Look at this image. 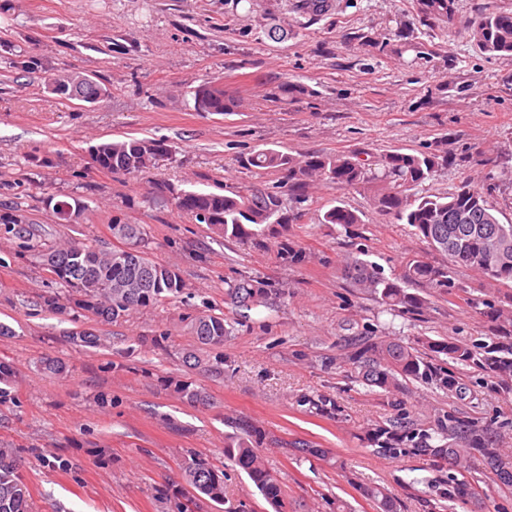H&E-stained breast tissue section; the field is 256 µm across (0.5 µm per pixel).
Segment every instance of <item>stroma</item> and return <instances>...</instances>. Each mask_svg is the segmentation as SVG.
<instances>
[{
  "label": "stroma",
  "instance_id": "obj_1",
  "mask_svg": "<svg viewBox=\"0 0 512 512\" xmlns=\"http://www.w3.org/2000/svg\"><path fill=\"white\" fill-rule=\"evenodd\" d=\"M323 17L293 12L289 0H0V218L32 225L24 247L0 221V360L12 368L0 398V446L15 449L33 512H220L193 492L183 472L196 458L224 472V497L243 512H272L246 473L224 455V420L244 417L274 435L259 451L279 480L287 512H380L379 488L394 512H512V488L481 476L476 503L444 498L447 466L431 455L387 456L366 433L403 411L429 432L450 409L512 421V396L480 386L465 398L423 381L396 395L347 373L343 358L358 342L390 336L486 335L469 295L494 299L480 276L459 274L463 291L419 316L387 310L341 275L361 248L385 273L427 245L411 227L375 208L380 178L346 189L312 183L288 236L306 254L282 260L276 247L224 241L216 229L176 210L158 182L179 190L249 193L280 183L252 167L258 150L292 155L423 152L443 145L454 164L427 180V194L461 185L485 193L498 220L512 223V56L480 52L467 28L478 15L512 0H455L447 28L419 21L413 0H337ZM288 26L270 38L271 23ZM87 76L109 97L78 105L52 93L54 75ZM306 95L272 102L284 82ZM210 82L237 103L227 114L198 111L193 90ZM150 137L173 152L138 177L90 164L91 146ZM355 211L358 235L316 221L335 200ZM76 218L55 207L74 201ZM139 224L155 261L179 270V298L131 311L112 323L73 309H44L55 292L44 265L49 251L73 242L111 249V224ZM255 276L272 295L235 320L226 281ZM233 318L222 348L198 349L190 333L201 311ZM93 331L97 347L73 343ZM198 350L200 367L182 362ZM62 359L67 373L43 375L40 360ZM220 369H212L215 358ZM193 381L211 404L188 402L175 384ZM336 404L324 414L306 397ZM306 439L318 456L298 455L288 441Z\"/></svg>",
  "mask_w": 512,
  "mask_h": 512
}]
</instances>
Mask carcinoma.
<instances>
[{
  "instance_id": "obj_1",
  "label": "carcinoma",
  "mask_w": 512,
  "mask_h": 512,
  "mask_svg": "<svg viewBox=\"0 0 512 512\" xmlns=\"http://www.w3.org/2000/svg\"><path fill=\"white\" fill-rule=\"evenodd\" d=\"M416 11L428 27L448 20V0H414ZM332 7L329 0H294L293 8L305 15L318 16ZM469 37L483 53L512 56V13L483 14L470 28ZM308 92L300 83L285 82L274 94L275 101L299 97ZM195 103L202 112H233L237 102L226 97L224 88L201 84L194 89ZM172 152L162 140L131 138L103 142L90 150L92 164L112 173L139 176L159 158ZM249 164L259 171L281 174V184L290 188L294 199L302 200L310 182L319 180L337 188L355 187L369 178L365 163L355 154H305L294 156L275 149L253 154ZM384 186L374 198L375 208L413 228L414 234L439 256L432 260L414 254L399 273L386 276L379 265L352 257L344 272L364 293L399 313L422 312L429 298H443L463 289L458 271H478L488 284L504 290L500 306L488 307L483 316L488 323L487 340L466 342L455 337L421 339L415 347L400 339L379 336L345 356L354 378L385 394H394L407 380H421L463 397L465 378L475 371L478 383L503 394L512 393V224H502L488 205L484 193L464 185L442 196L415 192L436 172L448 166V152H390L380 160ZM160 191L171 196L178 211L191 214L202 224L214 226L224 240L241 244L276 243L278 253L291 264L304 261L302 248L288 239V226L296 221L283 209L279 192L257 189L247 194L177 191L163 183ZM470 217L467 224H455L451 216ZM321 224H336L351 233L361 224L360 216L338 202L319 215ZM145 232L139 224H112V237L122 246L110 251L91 243L74 242L47 254L54 260L51 274L59 288L83 296L78 308L90 311L101 322H112L130 311L159 301L176 298L186 288L178 270L163 265L146 251ZM428 289V296L410 291ZM271 289L262 280L242 276L228 284L225 297L237 310H250L267 304ZM228 318L203 313L192 320L191 334L197 343L221 347L229 333ZM180 393L191 403L207 404L203 388L189 381L178 384ZM441 443L433 445L431 433L407 417L398 416L369 431V440L383 452L396 455L430 451L460 470V476L446 481L449 502L476 499L480 477L463 467L466 454L474 450L497 480L512 486V454L502 448L501 429L476 415L450 409L439 420ZM224 455L245 470L250 483L274 512H284L279 480L257 463L258 449L269 440L266 431L243 418H226ZM185 483L225 504L224 480L215 467L198 459L184 472ZM27 484L18 472L17 457L11 448H0V512H30Z\"/></svg>"
}]
</instances>
